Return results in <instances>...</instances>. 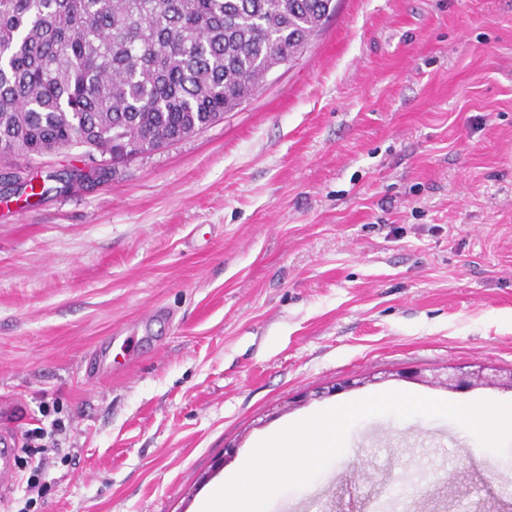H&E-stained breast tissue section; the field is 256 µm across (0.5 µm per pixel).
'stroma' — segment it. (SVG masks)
Returning <instances> with one entry per match:
<instances>
[{"instance_id": "obj_1", "label": "stroma", "mask_w": 512, "mask_h": 512, "mask_svg": "<svg viewBox=\"0 0 512 512\" xmlns=\"http://www.w3.org/2000/svg\"><path fill=\"white\" fill-rule=\"evenodd\" d=\"M5 174L0 437L63 431L44 493L25 506L20 470L0 512H196L226 446L339 397H449L446 366L512 369V0H336L206 129L42 197ZM347 440L269 512H512V443L389 414Z\"/></svg>"}]
</instances>
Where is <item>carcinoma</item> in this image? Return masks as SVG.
<instances>
[{
	"instance_id": "1",
	"label": "carcinoma",
	"mask_w": 512,
	"mask_h": 512,
	"mask_svg": "<svg viewBox=\"0 0 512 512\" xmlns=\"http://www.w3.org/2000/svg\"><path fill=\"white\" fill-rule=\"evenodd\" d=\"M335 0H0V163L204 129L296 60Z\"/></svg>"
}]
</instances>
